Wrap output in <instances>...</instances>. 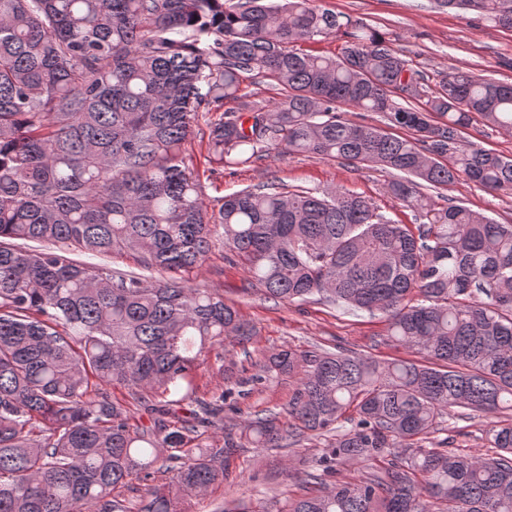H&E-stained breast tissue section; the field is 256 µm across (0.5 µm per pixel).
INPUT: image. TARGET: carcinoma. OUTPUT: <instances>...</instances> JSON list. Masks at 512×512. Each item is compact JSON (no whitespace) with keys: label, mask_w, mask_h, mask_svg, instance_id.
Returning <instances> with one entry per match:
<instances>
[{"label":"carcinoma","mask_w":512,"mask_h":512,"mask_svg":"<svg viewBox=\"0 0 512 512\" xmlns=\"http://www.w3.org/2000/svg\"><path fill=\"white\" fill-rule=\"evenodd\" d=\"M437 2L512 30V0ZM329 38L339 54L301 49ZM250 79L280 98L250 100ZM201 116L223 166L288 152L397 173L415 224L274 182L208 210L187 161ZM477 117L511 131L512 84L457 70L431 86L317 0H0V512H186L247 449L330 431L299 493L224 512H512V224L444 195L461 180L512 194V156L461 146ZM218 235L265 298L378 313L422 360L288 345L263 365L295 381L286 410L226 425L224 396L204 393L178 414L162 396L202 352L231 378L224 341L258 335L194 284ZM115 251L164 277L77 259ZM455 407L499 415L486 454L431 441ZM351 461L366 475L325 481ZM157 466L169 482L122 496Z\"/></svg>","instance_id":"obj_1"}]
</instances>
